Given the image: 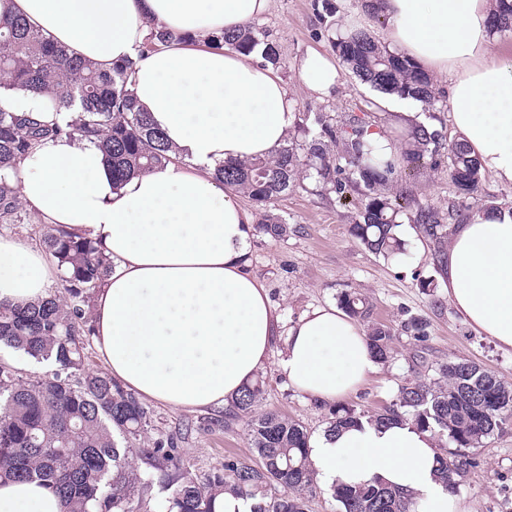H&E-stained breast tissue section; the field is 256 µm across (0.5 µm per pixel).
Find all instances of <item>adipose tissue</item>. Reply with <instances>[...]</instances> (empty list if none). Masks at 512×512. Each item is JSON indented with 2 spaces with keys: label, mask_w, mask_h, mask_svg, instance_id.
Returning a JSON list of instances; mask_svg holds the SVG:
<instances>
[{
  "label": "adipose tissue",
  "mask_w": 512,
  "mask_h": 512,
  "mask_svg": "<svg viewBox=\"0 0 512 512\" xmlns=\"http://www.w3.org/2000/svg\"><path fill=\"white\" fill-rule=\"evenodd\" d=\"M270 0H0L68 53L107 70L128 57L137 106L165 135L173 160L112 183L93 142L46 140L21 160L19 200L45 226L64 225L112 262L93 307L95 346L112 378L179 409L230 405L277 359L289 384L319 403L356 392L378 369L363 327L335 306L284 325L264 282L248 271L254 217L216 176L219 164L268 157L296 115L278 72L259 55L215 48L213 35L264 13ZM494 0H372L385 36L450 83L448 117L481 169L512 184V59L495 54ZM172 40L151 51L150 25ZM301 85L329 95L340 68L310 51ZM48 253L0 237V302L48 298L59 276ZM441 285L479 335L512 351V212L479 208L455 225ZM324 487L376 479L420 495L425 512H461L439 479L431 432L410 420L357 425L309 443ZM0 512H61L48 487L0 484Z\"/></svg>",
  "instance_id": "obj_1"
}]
</instances>
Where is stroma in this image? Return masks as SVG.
Instances as JSON below:
<instances>
[{
    "label": "stroma",
    "instance_id": "obj_1",
    "mask_svg": "<svg viewBox=\"0 0 512 512\" xmlns=\"http://www.w3.org/2000/svg\"><path fill=\"white\" fill-rule=\"evenodd\" d=\"M364 5L365 0H271L256 23L278 47L282 61L278 73L295 112H324L338 120L363 112L373 127H385L390 137L397 138L399 116L387 96L360 84L349 71H342L340 86L327 96L304 89L297 80L299 64L309 51L332 54L337 31L354 26L381 34L382 24L365 13ZM406 185L422 203L443 209L453 204L464 214L477 207L474 200L457 196L444 163L407 177ZM272 208L286 219L288 234L275 238L254 233L248 270L265 282L285 323L315 308L337 304L341 292L352 290L369 300L372 322L397 332L390 360L380 364L357 393L343 399V406L368 414L382 412L402 384L433 378L438 364L462 359L512 384V351L499 349L464 324L443 288L421 287V279L439 278L440 268L433 244L418 238L413 225L402 226L406 255L387 260L368 253L351 236L353 210L334 196L297 188L273 201ZM412 316L427 324L424 341L400 331L402 322ZM259 377L265 382L261 410L301 422L311 436L323 433L329 405L306 400L289 386L276 362H269ZM148 407L154 426L146 442L162 435L177 436L183 471L195 481L205 482L229 460L255 463L247 415L231 418L221 409L177 410L154 401ZM469 456L474 464L459 477L455 489L466 512H512V425L470 449Z\"/></svg>",
    "mask_w": 512,
    "mask_h": 512
}]
</instances>
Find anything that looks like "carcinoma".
<instances>
[{
	"mask_svg": "<svg viewBox=\"0 0 512 512\" xmlns=\"http://www.w3.org/2000/svg\"><path fill=\"white\" fill-rule=\"evenodd\" d=\"M490 30L512 33V0H499ZM214 44L247 53L259 47L266 62L277 66L281 61L268 33L251 22L215 37ZM332 48L362 84L428 108L435 104L432 77L370 33L350 27L336 36ZM140 59L130 57L103 72L70 56L25 21L0 19V77H5L0 88L44 96L56 111L79 106L64 125L0 107V232L16 233L28 225L18 203L17 162L48 138L78 136L98 143L116 185L171 161L169 143L148 114L137 109L127 84L128 72ZM295 127L304 134L302 149L285 145L269 158L217 167L222 183L262 208L260 232L276 237L288 233V224L267 205L295 187L306 188L300 179L306 169L314 188L354 206L350 231L365 250L385 259L404 253L400 227L409 223L434 244L438 262H443L451 214L414 201L398 187V167L365 139V116L351 113L335 121L323 112H305ZM403 139V168L414 171L436 163L443 139L439 130L415 122ZM447 159L456 193L477 199L482 180L478 158L456 140ZM40 242L57 259L63 291L28 305L0 303V347L49 367L27 377L0 360V479L49 486L64 512H134L133 502L147 503L143 494L156 484L172 491L152 505L154 512H216L217 497L227 491L242 499L248 512H307V495L317 484L309 460L310 436L301 423L276 412H263L249 422L256 464L229 460L202 485L180 474L181 459L169 436L146 450L150 469L132 466L131 456L152 426L151 412L111 375L88 367L94 335L88 313L110 262L92 240L62 226L46 228ZM339 303L349 315L370 321L372 308L362 294L346 291ZM401 328L418 342L427 336L426 324L417 317ZM393 337L384 326L370 325L367 339L379 361L391 357ZM435 373L429 381L401 386L380 413L368 416L334 406L326 432L334 434L364 417L382 424L406 415L433 433L440 475L448 480V464L466 470L473 465L467 449L512 423V386L467 360L441 364ZM264 393L260 380L247 386L233 402L232 416L252 413ZM331 491L342 512H416L417 496L381 482L355 488L337 484Z\"/></svg>",
	"mask_w": 512,
	"mask_h": 512,
	"instance_id": "cac0c4a2",
	"label": "carcinoma"
}]
</instances>
